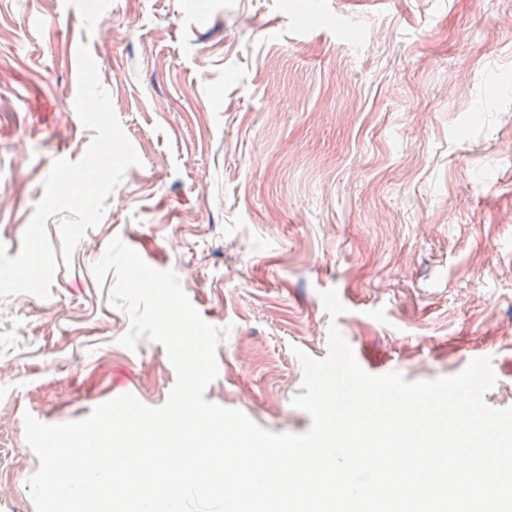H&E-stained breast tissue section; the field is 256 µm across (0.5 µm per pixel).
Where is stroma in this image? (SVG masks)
<instances>
[{
	"mask_svg": "<svg viewBox=\"0 0 512 512\" xmlns=\"http://www.w3.org/2000/svg\"><path fill=\"white\" fill-rule=\"evenodd\" d=\"M87 44L142 160L49 299L0 298V512H36L24 414L164 405L163 345L121 346L114 237L228 328L205 400L301 434L294 354L337 324L372 373L416 382L487 357L512 407V0H0V242L16 256L75 110ZM336 289L346 308L325 310Z\"/></svg>",
	"mask_w": 512,
	"mask_h": 512,
	"instance_id": "1",
	"label": "stroma"
}]
</instances>
